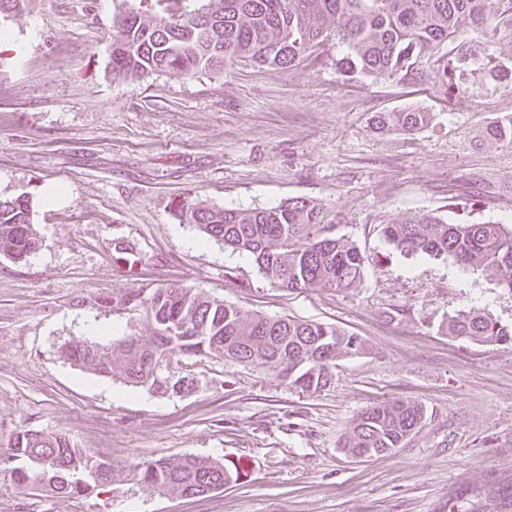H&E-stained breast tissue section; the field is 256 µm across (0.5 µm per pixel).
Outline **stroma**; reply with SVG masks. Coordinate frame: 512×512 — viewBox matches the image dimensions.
Masks as SVG:
<instances>
[{
  "instance_id": "obj_1",
  "label": "stroma",
  "mask_w": 512,
  "mask_h": 512,
  "mask_svg": "<svg viewBox=\"0 0 512 512\" xmlns=\"http://www.w3.org/2000/svg\"><path fill=\"white\" fill-rule=\"evenodd\" d=\"M121 0H34L0 17V198L28 193L40 239L0 262V512H512V347L442 335L480 308L512 325V291L452 258L403 256L382 229L428 213L453 223L512 224V147L477 149L479 129L512 113V86L445 99L437 86L344 74L329 40L291 68L241 61L191 77L113 79ZM419 108L412 135L375 131L377 112ZM68 187L46 206L45 184ZM306 197L319 236L365 257L352 291H288L253 260L203 244L173 205L233 208ZM193 285L248 312L330 324L364 354L336 363L307 394L265 369L191 357L197 392L160 397L64 364L57 348L87 324L148 336L142 308L99 297ZM425 410L396 453L354 460L340 449L371 406ZM21 429L67 433L107 463L193 454L233 460L240 480L188 498L112 484L80 497L19 491L9 459Z\"/></svg>"
}]
</instances>
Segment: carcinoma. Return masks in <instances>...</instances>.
I'll return each mask as SVG.
<instances>
[{
  "mask_svg": "<svg viewBox=\"0 0 512 512\" xmlns=\"http://www.w3.org/2000/svg\"><path fill=\"white\" fill-rule=\"evenodd\" d=\"M32 0H0V17L29 10ZM112 76L143 81L164 73L188 76L220 70L241 59L286 68L334 38L346 48L336 60L345 73L415 84L434 79L443 96L476 92V78L512 84V0H179L154 10L139 0L117 15ZM503 46L498 55L486 45ZM417 109L381 112L376 128L412 133L430 123ZM480 146H512V114L477 135ZM178 218L207 239L250 256L263 278L287 290H352L364 276L365 257L343 238L319 237L322 208L296 197L271 208H228L198 200L175 206ZM383 237L404 255L451 257L497 277L512 291V225L495 221L454 224L420 214L386 225ZM39 248L27 193L0 198V260L18 263ZM100 302L143 307L150 336L112 342L72 338L60 358L86 373L177 396L183 376L168 372L192 356L232 359L268 369L301 392L329 387L336 361L356 356L364 343L324 323L247 313L195 286L130 290ZM439 330L453 339L512 345V325L475 308L448 316ZM421 405L393 400L358 415L341 439L352 458L363 449L393 453L421 427ZM15 485L22 491L80 496L98 487L92 457L64 433L25 429L12 444ZM107 483L125 481L147 493L188 497L241 478L234 463L192 454L137 464L100 463Z\"/></svg>",
  "mask_w": 512,
  "mask_h": 512,
  "instance_id": "carcinoma-1",
  "label": "carcinoma"
}]
</instances>
